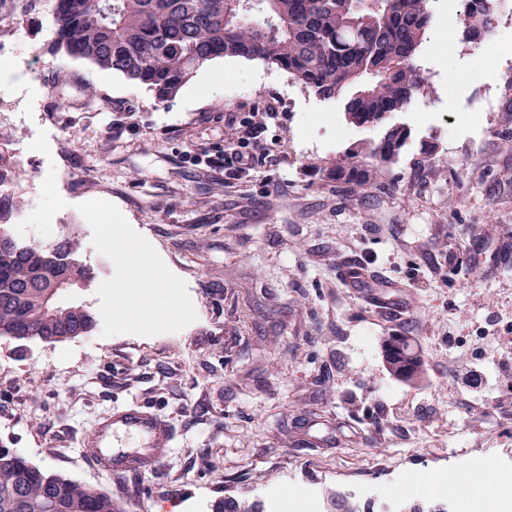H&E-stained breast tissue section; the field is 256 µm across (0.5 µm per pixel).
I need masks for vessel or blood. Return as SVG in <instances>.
I'll use <instances>...</instances> for the list:
<instances>
[{
	"label": "vessel or blood",
	"mask_w": 512,
	"mask_h": 512,
	"mask_svg": "<svg viewBox=\"0 0 512 512\" xmlns=\"http://www.w3.org/2000/svg\"><path fill=\"white\" fill-rule=\"evenodd\" d=\"M173 425L150 406L136 403L113 409L81 444L95 467L115 474H145L159 469L172 449Z\"/></svg>",
	"instance_id": "b4317fda"
}]
</instances>
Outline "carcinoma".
Masks as SVG:
<instances>
[{
  "mask_svg": "<svg viewBox=\"0 0 512 512\" xmlns=\"http://www.w3.org/2000/svg\"><path fill=\"white\" fill-rule=\"evenodd\" d=\"M55 45L114 70L165 101L216 58L261 60L317 98L334 102L376 140L347 148L331 174L369 179L366 160L397 163L412 129L395 120L425 92L417 56L431 0H53ZM490 0H464L463 41L492 32ZM13 196L0 188V337L58 343L91 332L90 307L67 302L63 281L87 285L94 267L69 241L49 248L11 232ZM0 512H115L108 492L32 464L0 445Z\"/></svg>",
  "mask_w": 512,
  "mask_h": 512,
  "instance_id": "cac0c4a2",
  "label": "carcinoma"
}]
</instances>
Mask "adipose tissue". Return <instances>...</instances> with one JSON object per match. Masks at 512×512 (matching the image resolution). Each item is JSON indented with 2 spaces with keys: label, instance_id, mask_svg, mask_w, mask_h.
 Instances as JSON below:
<instances>
[{
  "label": "adipose tissue",
  "instance_id": "obj_1",
  "mask_svg": "<svg viewBox=\"0 0 512 512\" xmlns=\"http://www.w3.org/2000/svg\"><path fill=\"white\" fill-rule=\"evenodd\" d=\"M112 285L125 295L129 308L118 331L144 333L182 328L195 317L175 275L146 244L114 255Z\"/></svg>",
  "mask_w": 512,
  "mask_h": 512
}]
</instances>
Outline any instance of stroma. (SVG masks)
I'll return each mask as SVG.
<instances>
[{"mask_svg":"<svg viewBox=\"0 0 512 512\" xmlns=\"http://www.w3.org/2000/svg\"><path fill=\"white\" fill-rule=\"evenodd\" d=\"M52 0H0V120L26 171L28 206L14 221L30 241L43 225L94 265L78 301L100 324L60 343L0 338V443L41 467L125 499L128 512H210L218 497L253 501L263 488L328 487L339 473L370 482L395 464L415 483L448 451L512 448V414L467 409L448 385L444 333L475 343L493 318L512 322V46L488 81L459 80L473 55L461 0H433L418 63L431 90L398 114L412 129L399 161L348 187L328 175L340 152L377 130L349 125L288 73L259 60L218 58L222 85L191 78L158 101L116 71L55 50ZM283 104L267 140L287 157L231 182L224 159L191 160L224 142V115ZM478 115L470 125L468 115ZM435 145L432 156L422 144ZM117 214L191 294L180 333L114 331L123 306L109 282L111 248L87 224ZM385 278L402 305L399 329L423 339L435 381L408 392L379 371L387 329L339 279L344 244ZM418 277L421 287L409 286ZM396 282L388 292L387 282ZM142 402L174 425L161 468L113 477L79 443L113 406Z\"/></svg>","mask_w":512,"mask_h":512,"instance_id":"stroma-1","label":"stroma"}]
</instances>
